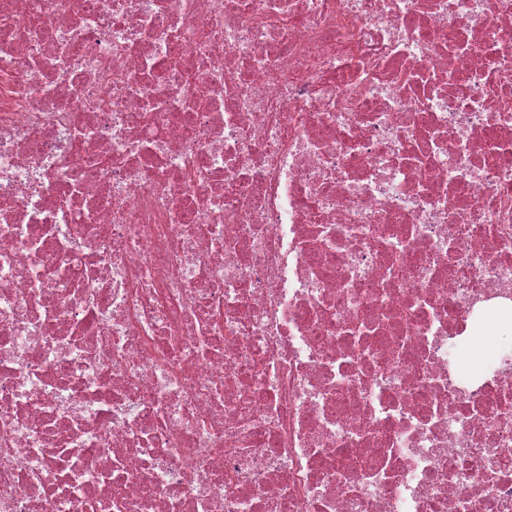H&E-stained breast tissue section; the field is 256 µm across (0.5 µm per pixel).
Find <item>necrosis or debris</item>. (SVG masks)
Wrapping results in <instances>:
<instances>
[{
	"label": "necrosis or debris",
	"mask_w": 512,
	"mask_h": 512,
	"mask_svg": "<svg viewBox=\"0 0 512 512\" xmlns=\"http://www.w3.org/2000/svg\"><path fill=\"white\" fill-rule=\"evenodd\" d=\"M511 304L512 0H0V512H512Z\"/></svg>",
	"instance_id": "4bbe7bcc"
}]
</instances>
